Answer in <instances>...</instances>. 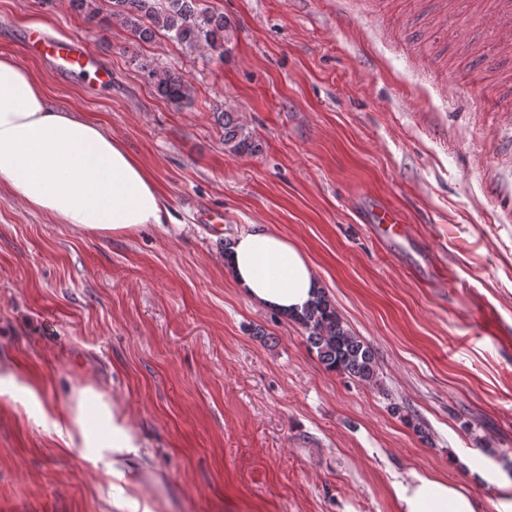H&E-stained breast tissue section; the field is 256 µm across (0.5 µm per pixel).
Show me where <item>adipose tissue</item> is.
Returning a JSON list of instances; mask_svg holds the SVG:
<instances>
[{
  "mask_svg": "<svg viewBox=\"0 0 512 512\" xmlns=\"http://www.w3.org/2000/svg\"><path fill=\"white\" fill-rule=\"evenodd\" d=\"M0 188L58 224L103 236H131L165 220L153 175L86 115L54 104L13 57L0 56ZM231 270L251 301L280 312L302 310L320 286L317 269L295 244L262 224L235 237ZM59 432L94 468L123 477L141 453L137 431L94 387L70 396ZM397 512H477L475 498L448 480L415 469L391 483Z\"/></svg>",
  "mask_w": 512,
  "mask_h": 512,
  "instance_id": "obj_1",
  "label": "adipose tissue"
}]
</instances>
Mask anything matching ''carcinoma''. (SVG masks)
Here are the masks:
<instances>
[{
  "instance_id": "carcinoma-1",
  "label": "carcinoma",
  "mask_w": 512,
  "mask_h": 512,
  "mask_svg": "<svg viewBox=\"0 0 512 512\" xmlns=\"http://www.w3.org/2000/svg\"><path fill=\"white\" fill-rule=\"evenodd\" d=\"M195 2L164 0L161 5L158 0H108L112 14L119 17L140 42H149L165 31L190 48L202 47L224 55L231 20L222 13L197 10ZM143 70L159 97L176 105L190 100L192 87L181 77L151 65L143 66ZM217 122L224 129V145L231 151L256 150L253 135L234 112L227 109L217 112ZM288 317L303 329L310 349L328 370L362 383H377L374 351L342 319L325 291H318L303 312L290 313Z\"/></svg>"
}]
</instances>
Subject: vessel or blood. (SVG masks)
<instances>
[{
    "label": "vessel or blood",
    "mask_w": 512,
    "mask_h": 512,
    "mask_svg": "<svg viewBox=\"0 0 512 512\" xmlns=\"http://www.w3.org/2000/svg\"><path fill=\"white\" fill-rule=\"evenodd\" d=\"M23 48L30 56L52 61L63 73L78 76L92 70L100 81L111 79L110 71L103 66L100 56L90 48L85 37L58 41L34 31L24 41ZM376 224L383 239L391 240L407 235L404 218L396 210L380 209L376 215Z\"/></svg>",
    "instance_id": "b4317fda"
}]
</instances>
